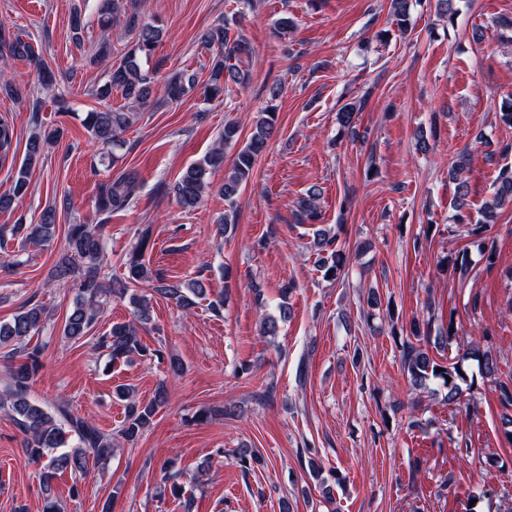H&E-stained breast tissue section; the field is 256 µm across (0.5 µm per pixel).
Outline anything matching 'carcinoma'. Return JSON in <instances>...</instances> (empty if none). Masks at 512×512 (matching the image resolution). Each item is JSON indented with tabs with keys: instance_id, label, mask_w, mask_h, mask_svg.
I'll list each match as a JSON object with an SVG mask.
<instances>
[{
	"instance_id": "carcinoma-1",
	"label": "carcinoma",
	"mask_w": 512,
	"mask_h": 512,
	"mask_svg": "<svg viewBox=\"0 0 512 512\" xmlns=\"http://www.w3.org/2000/svg\"><path fill=\"white\" fill-rule=\"evenodd\" d=\"M390 7L397 28L406 30L409 21L410 0H390ZM124 9L123 0H101L99 17L102 25L111 24L116 15ZM127 26L133 35V42L124 50L118 65L111 66L108 81L102 94L112 90L121 92L125 107L132 109L143 105L152 95L159 67H150L154 51L164 36V28L159 25L141 22L132 17ZM230 22L221 20L203 36V42L209 48H216L212 59L206 90L212 96H218L231 84L244 85L248 73L244 72L237 61L249 53L247 40L240 34L229 37ZM196 84L195 74L185 71L170 75L164 88L169 98L178 99ZM276 112L272 106L258 113L253 130L245 142H239V126L233 122L224 124L218 145L202 158L186 167L173 186L178 205L185 210H194L204 201L211 186L210 175L213 170L224 166V148H236L231 172L224 178L220 193L228 205H233L240 189L252 179L259 156L265 150L268 139L276 126ZM83 125L93 139L104 146L122 145L121 134L129 126V115L123 110L91 111L82 118ZM60 137V129H37L28 139L24 161L15 175L9 191L0 194V210H8L16 199L28 190L31 170L39 163L44 144ZM13 140V128L7 118H0V159L6 157ZM468 159L464 156L448 171L449 180L454 184L455 211L453 223L465 225L471 244L487 264H494L496 256L494 243L487 237V227L493 223L495 211L505 205H512V166L505 164L498 168L493 180V199L478 211L479 218L473 219L467 207L470 193L467 179L462 177ZM138 180V174L130 171L102 186L96 201L100 212H112L128 207L132 201V187ZM319 189L312 188L308 199L297 214L299 223L315 221L320 218L316 204ZM16 232H24V240L36 246H48L56 233L55 211H45L37 224L14 227ZM149 240V233L143 232L139 245L127 257L124 279L118 286L108 285L101 274L100 256L103 251V239L100 230L90 224L67 225V254L56 269V277L77 289V299L66 316L62 334L68 340H81L94 326L104 301L109 296H124L129 287L139 283L157 282L154 292L162 295L184 309L196 304V298L205 294V288L198 281L171 284L156 274L150 265L144 262L143 251ZM338 237L324 231L317 233L315 242L319 251L327 255L319 257L322 277L334 282L342 275L347 266V255L335 246ZM135 309L133 319L115 323L110 331L99 338V345L107 351L108 364L133 355L146 356L147 347L142 344L141 326L150 321V299L133 294ZM48 313L40 304H33L27 310L15 315L10 322H0V349L19 358V362L9 370L4 390L0 392V408L16 423L24 435L23 450L27 461L39 466V478L45 493L43 512H60L54 495L51 494V482L60 472L82 471L89 459L105 464L112 459L115 451L112 434L102 431L93 420L75 413L65 402L44 403L31 395L35 377L42 368L41 349L28 348L29 340L39 333L47 321ZM288 319V307H279V317L266 316L261 323V334L274 336L278 332V321ZM463 355L456 361L442 365L427 351L407 341L403 345V366L411 384L416 388H425L432 380L438 382L446 391L448 402H457L463 392V384L468 382ZM443 371L436 372V369ZM116 395L126 401L125 419L118 430L126 442L135 441L153 425L156 414L167 401V389L159 385L152 399L141 402L134 398L126 387L116 389Z\"/></svg>"
}]
</instances>
